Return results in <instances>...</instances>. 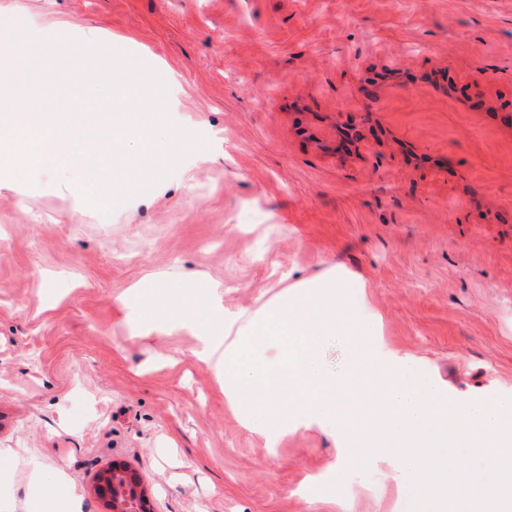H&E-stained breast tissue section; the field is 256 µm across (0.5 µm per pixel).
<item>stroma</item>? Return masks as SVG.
<instances>
[{
    "mask_svg": "<svg viewBox=\"0 0 512 512\" xmlns=\"http://www.w3.org/2000/svg\"><path fill=\"white\" fill-rule=\"evenodd\" d=\"M91 28L159 72L163 125L197 145L108 216L73 172L0 179V493L60 473L103 512L117 462L152 512H408L393 456L348 463L329 423L251 431L195 331L130 291L205 283L243 325L340 262L380 354L512 397V0H0L5 51Z\"/></svg>",
    "mask_w": 512,
    "mask_h": 512,
    "instance_id": "stroma-1",
    "label": "stroma"
}]
</instances>
